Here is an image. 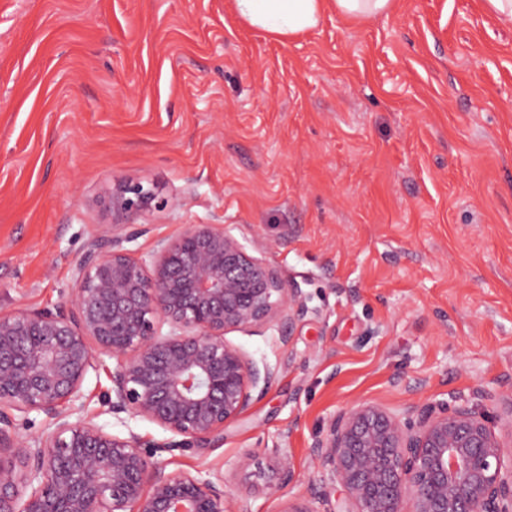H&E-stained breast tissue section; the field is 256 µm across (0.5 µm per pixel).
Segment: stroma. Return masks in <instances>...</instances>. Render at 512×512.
Listing matches in <instances>:
<instances>
[{"mask_svg":"<svg viewBox=\"0 0 512 512\" xmlns=\"http://www.w3.org/2000/svg\"><path fill=\"white\" fill-rule=\"evenodd\" d=\"M120 182L155 193L138 253L221 224L308 308L286 336L228 333L278 378L169 471L283 512L318 481L315 436L358 402L460 394L512 436V28L487 0L357 19L324 0L316 28L286 37L234 0H0V310L66 299ZM112 366L88 373L72 419L166 439L104 412ZM282 460L300 481L273 499Z\"/></svg>","mask_w":512,"mask_h":512,"instance_id":"35a3bbf8","label":"stroma"}]
</instances>
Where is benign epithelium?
Segmentation results:
<instances>
[{"label": "benign epithelium", "instance_id": "obj_1", "mask_svg": "<svg viewBox=\"0 0 512 512\" xmlns=\"http://www.w3.org/2000/svg\"><path fill=\"white\" fill-rule=\"evenodd\" d=\"M109 198L124 223L89 240L67 299L0 311V512H229L223 478L168 472L163 454L215 447L269 393L279 369L225 335L292 326L306 312L301 291L222 224H188L139 255L132 244L149 229L130 220L153 191L125 182ZM104 356L115 360L106 412L170 438L70 420ZM32 412L49 425L22 441L19 419ZM310 453L321 483L341 484L354 512H512V442L460 396L399 412L352 405ZM298 481L283 461L267 493Z\"/></svg>", "mask_w": 512, "mask_h": 512}]
</instances>
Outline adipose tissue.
<instances>
[{"mask_svg":"<svg viewBox=\"0 0 512 512\" xmlns=\"http://www.w3.org/2000/svg\"><path fill=\"white\" fill-rule=\"evenodd\" d=\"M239 18L268 33L291 35L317 27L322 0H234Z\"/></svg>","mask_w":512,"mask_h":512,"instance_id":"ef3b65f1","label":"adipose tissue"}]
</instances>
